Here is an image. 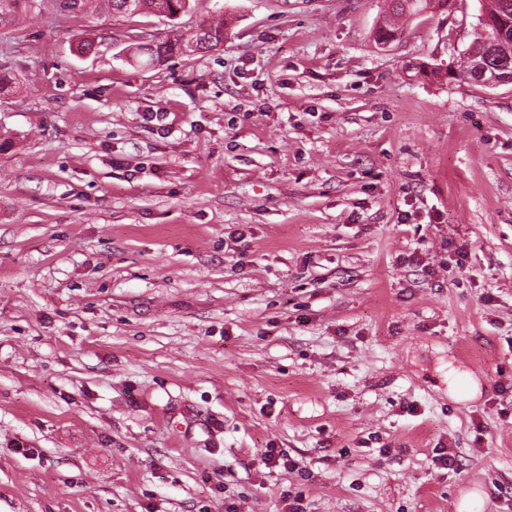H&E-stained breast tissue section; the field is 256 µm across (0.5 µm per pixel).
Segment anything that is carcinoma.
<instances>
[{
    "label": "carcinoma",
    "mask_w": 512,
    "mask_h": 512,
    "mask_svg": "<svg viewBox=\"0 0 512 512\" xmlns=\"http://www.w3.org/2000/svg\"><path fill=\"white\" fill-rule=\"evenodd\" d=\"M34 0H0V26L12 24L16 17L27 12ZM105 8L120 17L139 16L159 17L167 13L166 19L174 20L176 13L188 12L191 0H134L133 11H128L127 0H104ZM456 0H391V17L374 31V42L378 45L398 41L404 33V26L400 19L410 18L420 12L430 9H440L444 12L455 8ZM483 34L475 38L470 44L461 70L442 73L431 71V75L438 81L445 77L473 79L472 51L482 53L490 59V64L512 71V50L494 47L497 39L496 31L506 29V34L512 33V10H505L504 0H490L485 6L484 18L481 22ZM224 42V23L202 22L197 26L192 38L187 42L178 39H165L158 43L147 44L143 49L156 61L163 62L182 48H193L196 51L211 50Z\"/></svg>",
    "instance_id": "carcinoma-1"
}]
</instances>
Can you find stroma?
<instances>
[{"label": "stroma", "mask_w": 512, "mask_h": 512, "mask_svg": "<svg viewBox=\"0 0 512 512\" xmlns=\"http://www.w3.org/2000/svg\"><path fill=\"white\" fill-rule=\"evenodd\" d=\"M387 11L0 28V512H512V85L429 75L482 0ZM391 2V17H386L383 23L373 32L374 42L380 48H383L380 44L399 41L403 36L405 28L403 23H400L397 19L403 17L408 19L428 8L448 12L456 5V0H391ZM224 42V22L206 23L197 26L192 38L185 44L179 39H165L153 44H138L157 62H164L169 56L182 50L183 47L194 48V51L211 50ZM193 51V52H194Z\"/></svg>", "instance_id": "obj_1"}]
</instances>
